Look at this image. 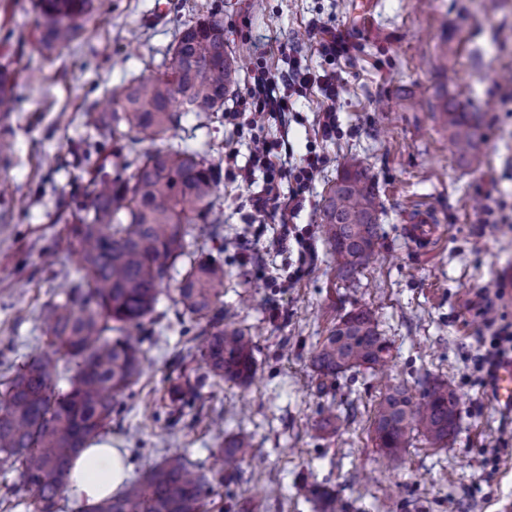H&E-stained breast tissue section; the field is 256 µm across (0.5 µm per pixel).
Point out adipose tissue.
Returning <instances> with one entry per match:
<instances>
[{"label":"adipose tissue","instance_id":"adipose-tissue-1","mask_svg":"<svg viewBox=\"0 0 512 512\" xmlns=\"http://www.w3.org/2000/svg\"><path fill=\"white\" fill-rule=\"evenodd\" d=\"M127 476L128 468L121 451L104 442L75 460L68 488L77 498L92 504L116 492Z\"/></svg>","mask_w":512,"mask_h":512}]
</instances>
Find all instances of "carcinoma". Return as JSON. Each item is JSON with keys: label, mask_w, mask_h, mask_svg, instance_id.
<instances>
[{"label": "carcinoma", "mask_w": 512, "mask_h": 512, "mask_svg": "<svg viewBox=\"0 0 512 512\" xmlns=\"http://www.w3.org/2000/svg\"><path fill=\"white\" fill-rule=\"evenodd\" d=\"M112 0H37L44 19L41 48L52 52L77 40L83 23L110 11ZM235 61L224 48V19L214 10L179 32L165 71L112 89L111 109L84 111L94 137L85 142L81 164L90 178L57 202L68 232L81 245L82 282L61 300L45 302L40 315L47 347L0 375V468L16 473L0 497V512L23 505L28 512H64L73 458L97 442L112 422L120 397L138 380L144 337L161 288L172 287L181 315L199 325L200 356L211 376L242 385L256 371L252 337L224 321L217 303L224 290V265L195 258L192 225L220 235L214 195L218 169L199 151L157 148L142 156L138 142L163 140L192 112L199 119L224 110V96L237 84ZM14 109L13 75L0 69V112ZM458 160L481 164L483 113L450 99L442 108ZM378 191L363 161L345 158L341 175L323 208L325 239L345 278L371 258L380 238ZM183 268L180 278L174 273ZM389 344L372 309L342 316L313 353L323 377L386 362ZM72 371L69 390H57L60 363ZM171 413L183 414L199 397V385L185 380L166 390ZM458 397L447 382H425L415 396L405 385L389 388L374 410L377 446L393 458L406 451L411 433L442 446L454 433ZM252 439L239 432L224 439V468L207 475L187 457L165 452L123 488L79 512H203L212 482L236 479L252 455ZM326 508L336 494L310 489Z\"/></svg>", "instance_id": "obj_1"}]
</instances>
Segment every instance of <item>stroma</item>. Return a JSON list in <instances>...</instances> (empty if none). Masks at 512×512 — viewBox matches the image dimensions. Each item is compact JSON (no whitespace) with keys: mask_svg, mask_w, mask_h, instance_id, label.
<instances>
[{"mask_svg":"<svg viewBox=\"0 0 512 512\" xmlns=\"http://www.w3.org/2000/svg\"><path fill=\"white\" fill-rule=\"evenodd\" d=\"M213 7L240 65L230 98L244 95L256 65L283 68L287 51L339 78L332 140L314 139L327 106L319 89L288 116L295 153L311 141L325 157L293 220L312 259L300 264L293 241L276 250L279 221L257 216L229 171L226 156L245 164L254 130L220 114L186 116L167 143L201 151L219 170L224 222L206 251L224 265L218 307L253 336L258 370L246 386L209 377L193 322L162 292L145 325L143 374L107 436L134 470L169 450L209 471L225 437L249 433L254 458L215 487L208 512H320L306 494L314 483L335 490L340 512H512V415L475 369L489 343L482 289L500 290L494 312L512 324V0H112L110 14L53 53L39 46L36 0H0V66L14 70L17 99L13 152L0 159V351L18 364L45 346L42 304L79 280L56 205L87 177L70 161L90 135L83 110L104 106L113 87L162 73L179 30ZM316 21L346 34L348 52L322 54L310 31ZM451 95L484 114L480 168L461 164L448 141L442 106ZM350 155L376 181L381 238L374 259L345 280L321 224L324 197ZM420 211L435 227L431 239L407 232ZM359 307L375 311L391 344L384 374L318 376L316 346ZM185 377L204 385L175 423L163 396ZM427 380L457 388L456 433L444 448L413 437L402 457L389 458L372 433L384 384L418 394ZM331 411L341 422L319 430Z\"/></svg>","mask_w":512,"mask_h":512,"instance_id":"stroma-1","label":"stroma"}]
</instances>
